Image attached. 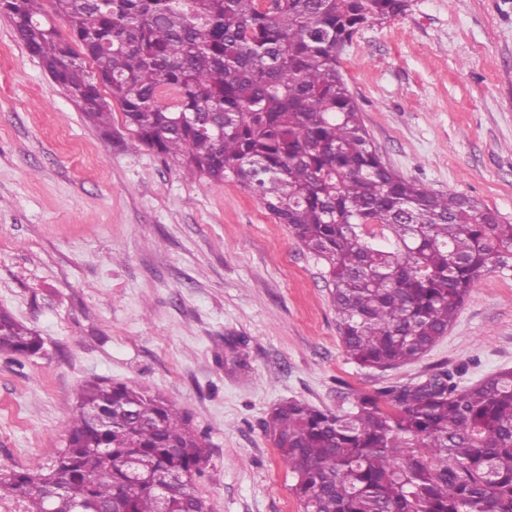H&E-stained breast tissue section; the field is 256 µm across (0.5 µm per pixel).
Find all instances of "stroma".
Returning <instances> with one entry per match:
<instances>
[{"instance_id": "1", "label": "stroma", "mask_w": 512, "mask_h": 512, "mask_svg": "<svg viewBox=\"0 0 512 512\" xmlns=\"http://www.w3.org/2000/svg\"><path fill=\"white\" fill-rule=\"evenodd\" d=\"M341 69L379 155L512 224V0H409L361 29ZM0 309L42 350L0 354V468L49 463L95 378L160 395L211 449L208 512H303L264 428L297 398L335 411L464 368L512 367V272L483 275L419 360L379 371L346 356L326 269L238 184L123 149L81 112L0 16Z\"/></svg>"}]
</instances>
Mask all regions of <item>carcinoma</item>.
<instances>
[{"instance_id":"obj_1","label":"carcinoma","mask_w":512,"mask_h":512,"mask_svg":"<svg viewBox=\"0 0 512 512\" xmlns=\"http://www.w3.org/2000/svg\"><path fill=\"white\" fill-rule=\"evenodd\" d=\"M0 0L29 56L112 140L109 91L139 144L235 182L327 267L345 354L387 370L448 332L481 276L512 268V224L408 180L377 153L341 71L347 42L408 0ZM42 342L0 309V353ZM348 411L301 399L265 421L303 512H512V367L467 384L446 367ZM210 448L161 397L81 390L49 466L0 470L24 512H205ZM172 474L177 484H166Z\"/></svg>"}]
</instances>
